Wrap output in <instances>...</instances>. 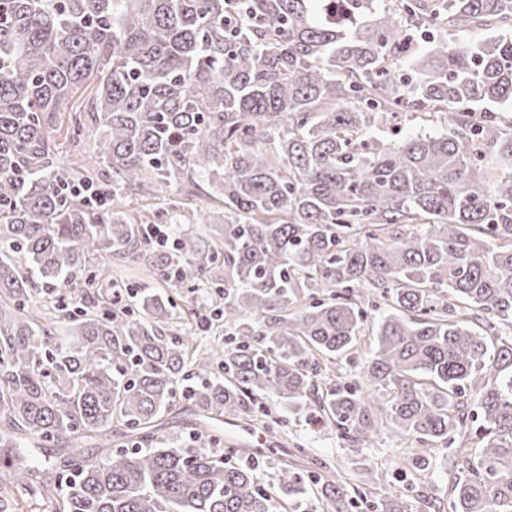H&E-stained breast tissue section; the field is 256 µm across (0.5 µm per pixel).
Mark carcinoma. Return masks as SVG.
I'll return each instance as SVG.
<instances>
[{
	"label": "carcinoma",
	"instance_id": "carcinoma-1",
	"mask_svg": "<svg viewBox=\"0 0 512 512\" xmlns=\"http://www.w3.org/2000/svg\"><path fill=\"white\" fill-rule=\"evenodd\" d=\"M475 29L495 35L448 40ZM508 112L512 0H0L9 476L48 512H271L307 493L295 473L264 488L255 466L192 448L221 443L214 429L165 446L158 421L182 389L211 420L270 398L312 409L356 447L378 415L423 471L476 436L453 512H512ZM406 113L450 129L379 136ZM65 120L77 155L94 125L84 164L52 147ZM186 222L210 241L156 243L154 225ZM92 252L162 290L130 289L133 308L98 299ZM200 286L222 304L207 321L222 342L203 357L195 337L163 336L170 291ZM43 288L54 301L38 316ZM366 334L358 380L334 381L329 364ZM29 440L57 445L54 478ZM311 482L330 512L361 498Z\"/></svg>",
	"mask_w": 512,
	"mask_h": 512
}]
</instances>
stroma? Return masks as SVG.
Returning a JSON list of instances; mask_svg holds the SVG:
<instances>
[{
    "label": "stroma",
    "mask_w": 512,
    "mask_h": 512,
    "mask_svg": "<svg viewBox=\"0 0 512 512\" xmlns=\"http://www.w3.org/2000/svg\"><path fill=\"white\" fill-rule=\"evenodd\" d=\"M268 409L271 419L282 422L274 435L252 426L247 417L223 418L225 447L236 449L244 461L256 464L264 485H274L285 470L305 477L316 473L362 488L368 502L355 512H370L369 501L401 491L407 494V512H427L424 501L428 498L448 507V466L455 449L436 451L428 468L429 480L422 483L400 440L390 432H382L370 446L353 448L308 417L283 418L278 402H269Z\"/></svg>",
    "instance_id": "35a3bbf8"
}]
</instances>
